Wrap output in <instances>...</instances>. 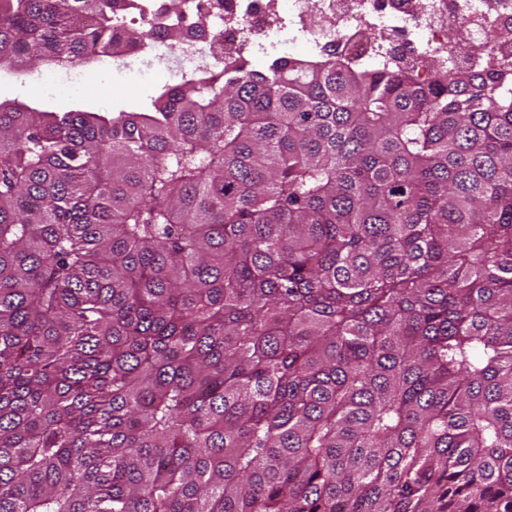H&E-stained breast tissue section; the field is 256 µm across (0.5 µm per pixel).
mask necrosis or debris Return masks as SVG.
<instances>
[{
	"mask_svg": "<svg viewBox=\"0 0 512 512\" xmlns=\"http://www.w3.org/2000/svg\"><path fill=\"white\" fill-rule=\"evenodd\" d=\"M216 19L223 43L191 34L174 48L155 37L116 62L113 78L136 66H161L176 83L245 53L356 54L376 67L397 60L418 72L435 65L451 73L488 55L512 62V43L484 50L491 30L512 24V0H224Z\"/></svg>",
	"mask_w": 512,
	"mask_h": 512,
	"instance_id": "4bbe7bcc",
	"label": "necrosis or debris"
}]
</instances>
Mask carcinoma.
I'll list each match as a JSON object with an SVG mask.
<instances>
[{
	"label": "carcinoma",
	"instance_id": "cac0c4a2",
	"mask_svg": "<svg viewBox=\"0 0 512 512\" xmlns=\"http://www.w3.org/2000/svg\"><path fill=\"white\" fill-rule=\"evenodd\" d=\"M180 8L0 0V65ZM432 72L0 101V512H512V66Z\"/></svg>",
	"mask_w": 512,
	"mask_h": 512
}]
</instances>
